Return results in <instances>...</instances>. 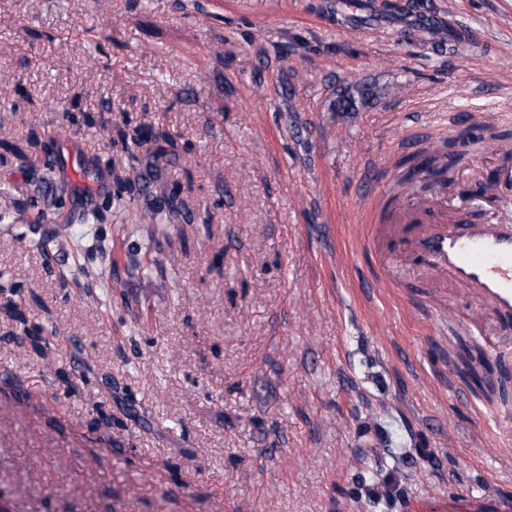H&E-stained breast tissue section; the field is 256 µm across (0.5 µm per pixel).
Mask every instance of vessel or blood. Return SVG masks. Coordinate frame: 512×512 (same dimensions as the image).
Listing matches in <instances>:
<instances>
[{
  "label": "vessel or blood",
  "instance_id": "vessel-or-blood-1",
  "mask_svg": "<svg viewBox=\"0 0 512 512\" xmlns=\"http://www.w3.org/2000/svg\"><path fill=\"white\" fill-rule=\"evenodd\" d=\"M443 181V175L432 177L439 190L431 199L397 197L390 221L373 226L366 247L377 257L382 278H389L400 258L420 259L436 274L470 288L502 324H512V227L464 223L449 207ZM407 512H512V495L495 492L477 504L465 493L443 502L416 500Z\"/></svg>",
  "mask_w": 512,
  "mask_h": 512
}]
</instances>
